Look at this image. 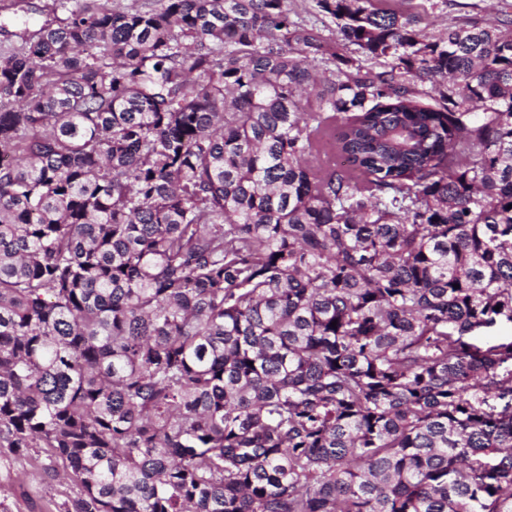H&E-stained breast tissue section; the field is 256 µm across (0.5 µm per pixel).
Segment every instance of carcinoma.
I'll return each instance as SVG.
<instances>
[{
    "instance_id": "obj_1",
    "label": "carcinoma",
    "mask_w": 512,
    "mask_h": 512,
    "mask_svg": "<svg viewBox=\"0 0 512 512\" xmlns=\"http://www.w3.org/2000/svg\"><path fill=\"white\" fill-rule=\"evenodd\" d=\"M57 2L0 51V449L60 512H512V5L317 0L373 72L289 0ZM503 0H412L404 2L402 8L413 7L424 15L429 31L439 33L448 24L465 18H475L484 23L495 24L501 18Z\"/></svg>"
}]
</instances>
